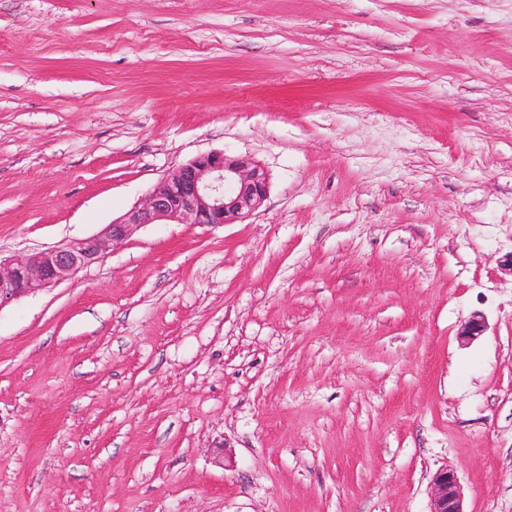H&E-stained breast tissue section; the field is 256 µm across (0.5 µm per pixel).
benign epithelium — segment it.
I'll use <instances>...</instances> for the list:
<instances>
[{"mask_svg":"<svg viewBox=\"0 0 512 512\" xmlns=\"http://www.w3.org/2000/svg\"><path fill=\"white\" fill-rule=\"evenodd\" d=\"M268 191V173L252 157L221 151L198 155L170 170L142 205L99 234L20 258L0 259V308L74 278L142 225L236 224L261 207ZM485 330L484 317L474 315L459 336L470 342ZM429 493V512H465L463 487L455 471L437 470Z\"/></svg>","mask_w":512,"mask_h":512,"instance_id":"obj_1","label":"benign epithelium"}]
</instances>
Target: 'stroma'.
<instances>
[{
  "label": "stroma",
  "instance_id": "1",
  "mask_svg": "<svg viewBox=\"0 0 512 512\" xmlns=\"http://www.w3.org/2000/svg\"><path fill=\"white\" fill-rule=\"evenodd\" d=\"M211 151L253 215L0 307V512H512V0H0L1 258ZM429 489V512H466L463 487L454 470L438 469L430 480Z\"/></svg>",
  "mask_w": 512,
  "mask_h": 512
}]
</instances>
